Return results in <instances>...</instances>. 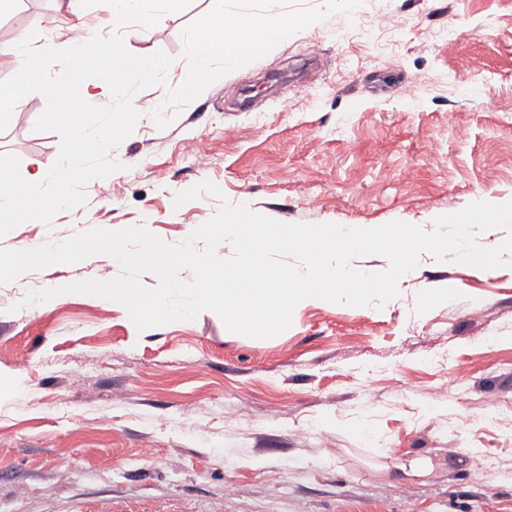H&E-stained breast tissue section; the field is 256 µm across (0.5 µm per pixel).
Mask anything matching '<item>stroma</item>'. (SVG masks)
Returning <instances> with one entry per match:
<instances>
[{
	"instance_id": "35a3bbf8",
	"label": "stroma",
	"mask_w": 512,
	"mask_h": 512,
	"mask_svg": "<svg viewBox=\"0 0 512 512\" xmlns=\"http://www.w3.org/2000/svg\"><path fill=\"white\" fill-rule=\"evenodd\" d=\"M217 4L190 0L125 45L177 63ZM286 8L309 23L237 68L215 60L203 92L177 67L135 92L140 117L110 152L122 170L0 250L131 224L175 244L226 201L284 223L429 232L437 215L512 200V0ZM377 13L387 30L369 28ZM76 29L113 25L100 2L17 0L0 14L2 43L23 32L62 46ZM45 107L30 94L0 124V156L21 173L59 156L60 135L34 129ZM206 180L220 196L175 205ZM119 272L85 260L0 285V512H404L410 498L415 512H512V266L424 253L384 307L311 303L266 338L209 310L140 331L92 295L23 303ZM491 405L501 416L484 417ZM415 457L431 458L429 476L403 471Z\"/></svg>"
}]
</instances>
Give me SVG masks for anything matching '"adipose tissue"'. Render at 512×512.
Returning <instances> with one entry per match:
<instances>
[{
  "mask_svg": "<svg viewBox=\"0 0 512 512\" xmlns=\"http://www.w3.org/2000/svg\"><path fill=\"white\" fill-rule=\"evenodd\" d=\"M304 16H291L277 7H266L263 13H229L217 8L204 16L189 36L186 64L187 88L199 90L215 59L225 65H238L244 58L287 39L289 33L304 25ZM9 58L16 69H25L31 61L43 66H58L59 59L52 44L32 46L26 34H19L10 44L0 46V58Z\"/></svg>",
  "mask_w": 512,
  "mask_h": 512,
  "instance_id": "ef3b65f1",
  "label": "adipose tissue"
}]
</instances>
